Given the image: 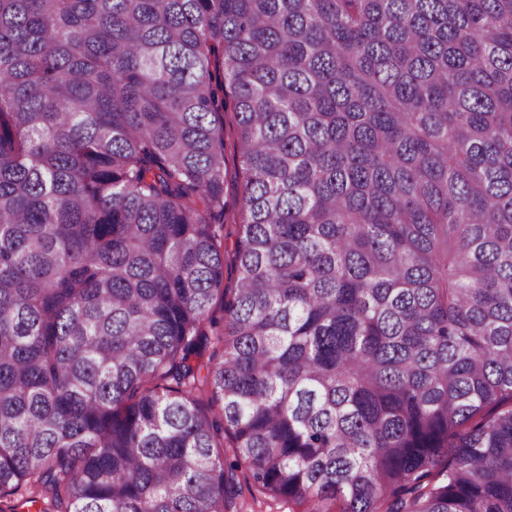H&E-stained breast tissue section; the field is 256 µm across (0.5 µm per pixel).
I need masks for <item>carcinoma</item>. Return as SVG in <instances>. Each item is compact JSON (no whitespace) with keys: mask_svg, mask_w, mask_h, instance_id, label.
Wrapping results in <instances>:
<instances>
[{"mask_svg":"<svg viewBox=\"0 0 512 512\" xmlns=\"http://www.w3.org/2000/svg\"><path fill=\"white\" fill-rule=\"evenodd\" d=\"M242 469L512 512V0H0V499L234 512ZM237 126L235 114L231 104L224 112V155L226 162L227 178L224 185V286H234L233 273V242L236 239L239 222V204L234 194L233 182L238 167L237 153L235 149L237 138Z\"/></svg>","mask_w":512,"mask_h":512,"instance_id":"obj_1","label":"carcinoma"}]
</instances>
